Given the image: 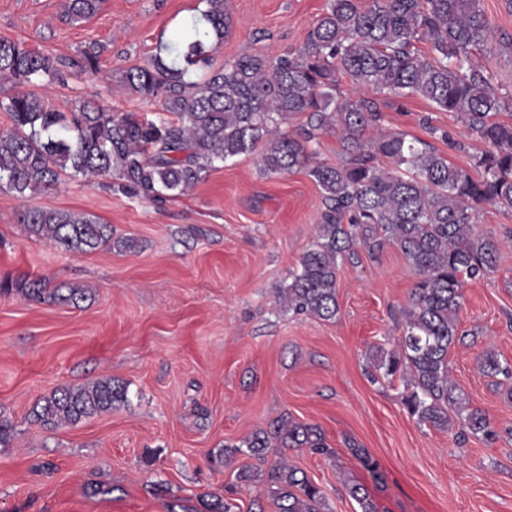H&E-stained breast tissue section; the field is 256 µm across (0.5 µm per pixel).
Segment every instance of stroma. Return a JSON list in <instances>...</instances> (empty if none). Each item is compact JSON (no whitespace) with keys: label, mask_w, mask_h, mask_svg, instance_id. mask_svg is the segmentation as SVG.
Instances as JSON below:
<instances>
[{"label":"stroma","mask_w":512,"mask_h":512,"mask_svg":"<svg viewBox=\"0 0 512 512\" xmlns=\"http://www.w3.org/2000/svg\"><path fill=\"white\" fill-rule=\"evenodd\" d=\"M327 0H228L231 26L215 66L263 53L302 50ZM64 0H0V38L63 58L61 77L37 86L59 111L86 99L108 112L157 117L161 99L124 82L147 64L160 34H172L201 0H102L80 23L62 22ZM492 30L474 52L512 114V0H482ZM98 43V71L79 68ZM376 99L387 130L437 141L451 163L472 168L485 145L452 112L428 101L359 90ZM95 216L111 225L112 247L66 252L30 233L31 209ZM324 208L307 170L264 172L258 154L217 163L188 193L158 204L110 188L108 179L69 175L23 196L0 190V281L42 278L79 285L78 305L0 294V512H206L221 498L233 512H275L263 483H238L239 455L211 457L280 415L317 425L331 449L288 448L289 463L323 491L325 512H360L347 493L363 485L378 512H512V399L486 376V352L512 364V209L481 206L476 222L502 244L496 269L464 286V341L448 351L451 378L485 411L498 439L460 437L412 418L401 383L372 382L376 348L393 349L417 281L401 251H359L338 267L336 319L289 312L280 293L315 239ZM111 377L129 386L128 404L74 425L46 429L29 418L43 397ZM378 463L373 479L363 457Z\"/></svg>","instance_id":"stroma-1"}]
</instances>
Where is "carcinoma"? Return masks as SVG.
Wrapping results in <instances>:
<instances>
[{"label": "carcinoma", "instance_id": "1", "mask_svg": "<svg viewBox=\"0 0 512 512\" xmlns=\"http://www.w3.org/2000/svg\"><path fill=\"white\" fill-rule=\"evenodd\" d=\"M206 9L171 37L158 39L150 62L128 70L125 82L145 99L162 96L169 118L106 112L86 101L71 112L52 108L39 94L18 93L0 102L12 127L0 131V189L24 196L56 184L61 174L117 180V189L152 200L176 198L205 179L215 163L259 153L263 169H306L323 191L324 210L315 241L303 253L282 297L288 309L325 321L336 318L338 258L364 248L377 257L398 247L418 276L403 336L379 350L375 381L403 382V401L418 423L445 430L457 418L475 436L491 438L490 419L471 408L449 380L448 350L469 332L458 313L466 281L496 265L502 243L482 232L474 214L483 204L512 208V123L487 70L472 51L488 44L490 23L481 0H328L309 31L304 51L270 60L246 55L216 68L213 54L231 24L227 0H203ZM101 0H65L63 18L82 22ZM424 42L428 51L419 50ZM100 47L88 46L79 67L99 69ZM63 61L0 38V75L20 84L51 82ZM396 98L420 96L438 110L460 114L488 145L475 160L479 177L448 161L428 143L380 127L373 100L334 94L338 79ZM305 117L297 134L282 125ZM336 132L344 152L337 163L316 161L322 134ZM29 231L66 251L112 246V226L69 211L24 214ZM16 287L28 297L72 303L85 289L67 293L43 279ZM482 371L512 378V365L487 354ZM129 402V387L106 378L58 389L30 415L43 425L75 424ZM283 448L325 453L319 427L283 415L236 445L219 463L242 454L264 463L274 456L268 483L276 512H323L320 487L288 464ZM361 512H377L366 488L347 486Z\"/></svg>", "mask_w": 512, "mask_h": 512}]
</instances>
